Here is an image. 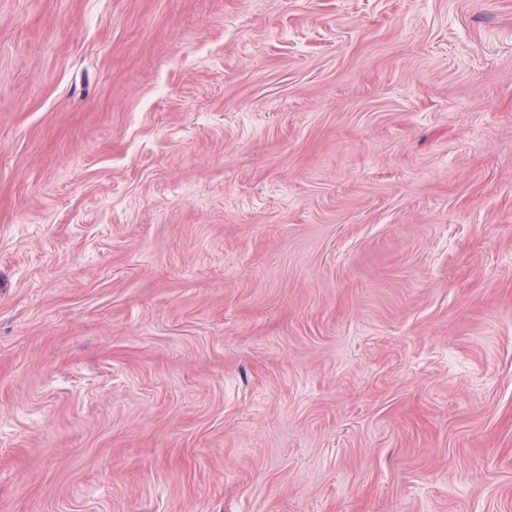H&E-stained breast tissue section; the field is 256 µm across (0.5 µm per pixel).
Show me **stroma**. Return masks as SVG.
Wrapping results in <instances>:
<instances>
[{
    "label": "stroma",
    "mask_w": 512,
    "mask_h": 512,
    "mask_svg": "<svg viewBox=\"0 0 512 512\" xmlns=\"http://www.w3.org/2000/svg\"><path fill=\"white\" fill-rule=\"evenodd\" d=\"M0 512H512V0H0Z\"/></svg>",
    "instance_id": "1"
}]
</instances>
